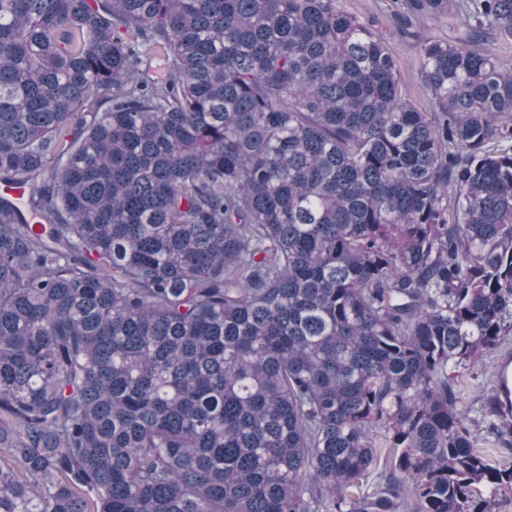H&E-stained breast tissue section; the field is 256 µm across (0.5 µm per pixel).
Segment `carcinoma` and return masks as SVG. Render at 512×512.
Listing matches in <instances>:
<instances>
[{
	"label": "carcinoma",
	"instance_id": "1",
	"mask_svg": "<svg viewBox=\"0 0 512 512\" xmlns=\"http://www.w3.org/2000/svg\"><path fill=\"white\" fill-rule=\"evenodd\" d=\"M396 5L422 105L337 0H0V512H499L512 0ZM511 353L512 344L509 340L501 346L496 354L484 357L469 371H466L460 381L463 392L462 409L467 413L469 419L476 421L478 437L476 449L493 465L512 461V455L503 449L495 436L487 432L488 424L477 412L480 406L478 395L483 388L488 389V393L490 392L492 379L489 373L495 370L502 361L509 358Z\"/></svg>",
	"mask_w": 512,
	"mask_h": 512
}]
</instances>
